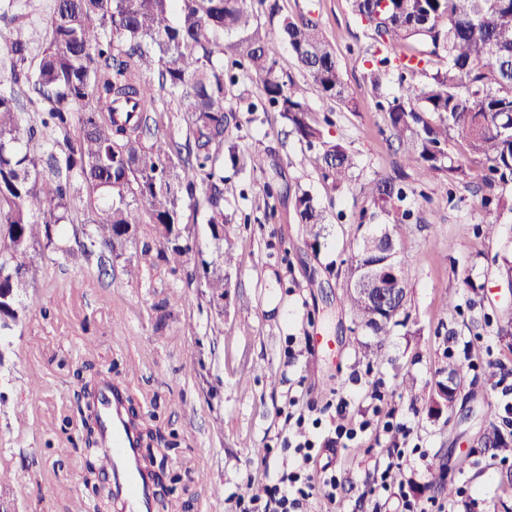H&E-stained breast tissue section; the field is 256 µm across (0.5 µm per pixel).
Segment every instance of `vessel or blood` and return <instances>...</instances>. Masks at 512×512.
I'll return each instance as SVG.
<instances>
[{"label":"vessel or blood","mask_w":512,"mask_h":512,"mask_svg":"<svg viewBox=\"0 0 512 512\" xmlns=\"http://www.w3.org/2000/svg\"><path fill=\"white\" fill-rule=\"evenodd\" d=\"M94 408L107 449L99 466L112 482L116 512H152L156 484L142 463L139 436L127 422L123 388L104 382L95 393Z\"/></svg>","instance_id":"obj_1"}]
</instances>
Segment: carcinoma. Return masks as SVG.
<instances>
[{"instance_id": "obj_1", "label": "carcinoma", "mask_w": 512, "mask_h": 512, "mask_svg": "<svg viewBox=\"0 0 512 512\" xmlns=\"http://www.w3.org/2000/svg\"><path fill=\"white\" fill-rule=\"evenodd\" d=\"M371 40L366 75L377 107L388 114L391 137L426 178L468 177L447 149L452 139L485 165L484 206L498 219L484 225L488 238L511 224L512 204V0H347ZM49 38L32 55L27 40L0 24V49L10 54L14 83L24 82L41 105L40 127L29 124L14 92L0 91V333L13 330L24 311L23 296L41 267L34 253L68 254L64 223L70 220L74 182L93 197L78 243L85 260L102 267L124 260L130 280L140 267L127 256L140 225L150 224L165 244L163 259L177 268L192 248L193 220L209 225L215 251L188 274L207 303L220 304L238 259L224 247V152L232 167L262 170L268 156H238L230 144L239 128L231 88L235 70L255 76L261 96L279 112L298 140L319 152L307 157L332 190L355 180L358 164L342 144L324 140L308 88L278 66L276 43L262 29L248 0H55ZM282 36L299 68L321 96L349 112L357 103L348 90L335 47L318 21L305 14L287 21ZM151 73L154 81L144 79ZM395 77L401 94L383 95ZM178 103L185 142L163 132L158 103ZM78 122V136L71 135ZM203 196H196L197 189ZM293 196L306 243L317 249L328 236L326 210L306 190L285 184L268 195ZM371 210L357 219L363 230L348 263L341 304L358 326L384 345L407 310L379 320L367 318L357 292L386 276L377 227L395 229L410 217L406 192L396 179L366 184ZM465 375L448 370L449 383H435L430 402L440 413L455 406Z\"/></svg>"}]
</instances>
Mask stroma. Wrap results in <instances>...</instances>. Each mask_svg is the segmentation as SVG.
I'll use <instances>...</instances> for the list:
<instances>
[{
	"mask_svg": "<svg viewBox=\"0 0 512 512\" xmlns=\"http://www.w3.org/2000/svg\"><path fill=\"white\" fill-rule=\"evenodd\" d=\"M55 0H41L31 13L26 0H11L8 19L39 51L48 38ZM311 13L336 48L337 60L360 109L348 112L310 92L317 115L331 120L326 140L356 157L358 176L332 191L309 167L306 145L289 135L273 110L250 111L260 101L253 77L240 75L239 154L271 152L291 185L326 208L331 224L320 252L307 247L292 199L266 198L268 171L224 173L225 231L240 264L224 297L223 310L198 298L185 269L161 258L163 245L150 225L140 227L148 255L138 257L141 276L131 281L122 261L105 267L83 259L43 260V275L28 290L22 321L0 335V463L13 479L0 495L15 512H95L83 486L88 460L77 442L76 373L86 366L108 370L135 402L142 420L158 429L171 448L163 462L166 481L158 495L169 512H233L234 499L260 488L291 464L280 444L288 434L284 412L291 399L319 419L306 427L322 448L315 469L336 470L342 484L336 503L322 495L310 512H368L372 473L388 461V439L365 436L358 448H327L336 428L339 397L351 399V417L371 402L374 387L384 393L383 412L395 413L421 440L427 455L416 463L422 497L453 512H504L512 506V482L500 459L512 444L486 446L501 429L502 404L487 382L488 365L512 367V290L503 287L495 255L512 254V231L485 237L491 216L482 193L441 176L421 179L408 167L417 200L401 227L411 282L405 324L394 327L383 348L366 355V336L340 303L344 261L356 247L354 216L365 207L362 187L375 175L393 172L399 156L389 139L386 113L375 107L366 84L370 40L347 0H265L260 22L278 38V61L299 76L294 56L280 41L286 19ZM183 294L164 329H157L156 304ZM323 336L327 351L308 340ZM460 365L466 380L455 409L431 415L429 396L449 365ZM414 381L412 390L400 386ZM465 468H458L460 457ZM449 473L466 495L430 489L435 470Z\"/></svg>",
	"mask_w": 512,
	"mask_h": 512,
	"instance_id": "stroma-1",
	"label": "stroma"
}]
</instances>
